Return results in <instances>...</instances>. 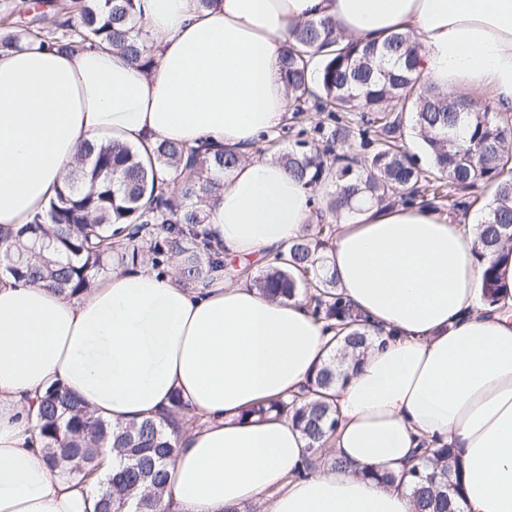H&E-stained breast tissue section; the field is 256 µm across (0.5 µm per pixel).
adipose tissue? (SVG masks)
I'll return each instance as SVG.
<instances>
[{
    "label": "adipose tissue",
    "mask_w": 512,
    "mask_h": 512,
    "mask_svg": "<svg viewBox=\"0 0 512 512\" xmlns=\"http://www.w3.org/2000/svg\"><path fill=\"white\" fill-rule=\"evenodd\" d=\"M153 69L120 51L31 47L0 54V231L16 232L60 189L81 144L140 148L209 140L247 160L225 176L202 229L219 259L267 255L318 216L275 159L249 153L288 108L279 58L305 20L383 41L411 33L422 79L491 90L512 112V0H140ZM476 222L422 206L369 204L339 221L336 286L370 325L336 388L331 465L304 472L290 419L252 415L297 393L331 331L303 298L174 273L113 270L75 297L0 274V512H96L99 482L46 462L37 427L50 387L121 426L180 397L194 426L171 434L161 512H414L410 470L451 448L461 512H512V297L484 308ZM393 474L381 484L373 472Z\"/></svg>",
    "instance_id": "adipose-tissue-1"
}]
</instances>
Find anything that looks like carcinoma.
<instances>
[{
    "instance_id": "carcinoma-1",
    "label": "carcinoma",
    "mask_w": 512,
    "mask_h": 512,
    "mask_svg": "<svg viewBox=\"0 0 512 512\" xmlns=\"http://www.w3.org/2000/svg\"><path fill=\"white\" fill-rule=\"evenodd\" d=\"M136 5L137 0H71L52 23L34 17L1 37L0 51L34 44L61 52L107 45L150 69L154 56ZM418 52L419 44L407 33H393L380 44L363 37L344 41L332 19L306 21L281 56L289 111L325 113L329 123L314 127L322 146H312L300 131L279 159L305 186L329 187L319 211L334 218L366 204L441 209L446 199L452 209L465 210L471 202L452 198L450 190L465 192L479 184L491 189L473 252L483 266V303L502 306L509 292L498 265L512 257V115L450 98L422 82ZM407 131L424 144L427 164L407 149ZM355 135L366 148L363 156L334 155L335 147ZM243 158L208 141L188 147L162 140L143 155L118 141L85 143L47 209L0 249V267L72 296L116 267L160 270L178 257L179 282L206 287L224 264L212 256L198 228L224 175ZM164 172L175 174L181 193L169 190ZM332 234L328 222H318L270 256L254 282L272 298L303 295L310 312L343 336L339 351L344 355L365 342L367 324L336 288L324 253ZM346 378L330 361L299 394L271 404L296 424L311 454L336 430L328 391ZM166 420L173 427L189 420L179 400L172 401ZM39 429L48 465L84 481L98 476L95 447L110 440L119 449L124 465L108 480L98 512H158L174 448L155 419L133 421L115 432L77 396L56 387L41 401ZM426 453L433 467L410 471L416 512H460L452 481L457 459L448 447Z\"/></svg>"
}]
</instances>
